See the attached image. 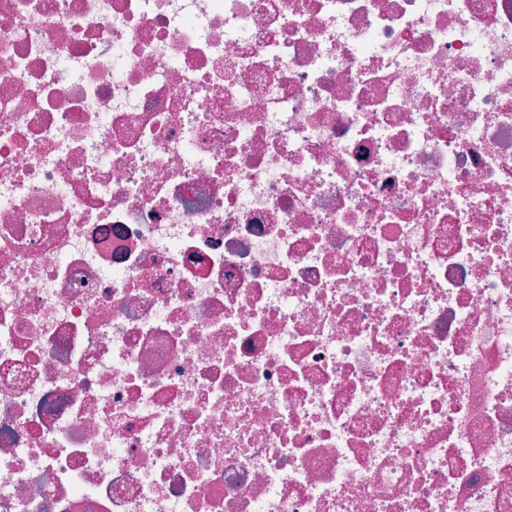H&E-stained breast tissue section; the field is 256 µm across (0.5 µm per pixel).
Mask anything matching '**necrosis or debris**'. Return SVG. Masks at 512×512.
I'll list each match as a JSON object with an SVG mask.
<instances>
[{"mask_svg": "<svg viewBox=\"0 0 512 512\" xmlns=\"http://www.w3.org/2000/svg\"><path fill=\"white\" fill-rule=\"evenodd\" d=\"M0 512H512V0H0Z\"/></svg>", "mask_w": 512, "mask_h": 512, "instance_id": "1", "label": "necrosis or debris"}]
</instances>
